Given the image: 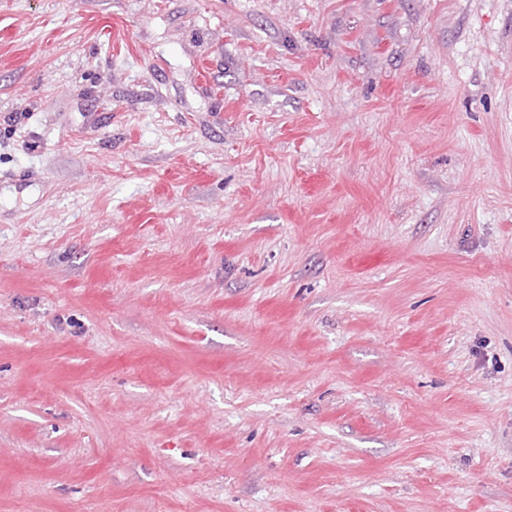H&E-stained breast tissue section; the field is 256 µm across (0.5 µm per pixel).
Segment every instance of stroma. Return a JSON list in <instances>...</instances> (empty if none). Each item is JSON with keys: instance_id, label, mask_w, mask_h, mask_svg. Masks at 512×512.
I'll list each match as a JSON object with an SVG mask.
<instances>
[{"instance_id": "1", "label": "stroma", "mask_w": 512, "mask_h": 512, "mask_svg": "<svg viewBox=\"0 0 512 512\" xmlns=\"http://www.w3.org/2000/svg\"><path fill=\"white\" fill-rule=\"evenodd\" d=\"M0 512H512V0H0Z\"/></svg>"}]
</instances>
